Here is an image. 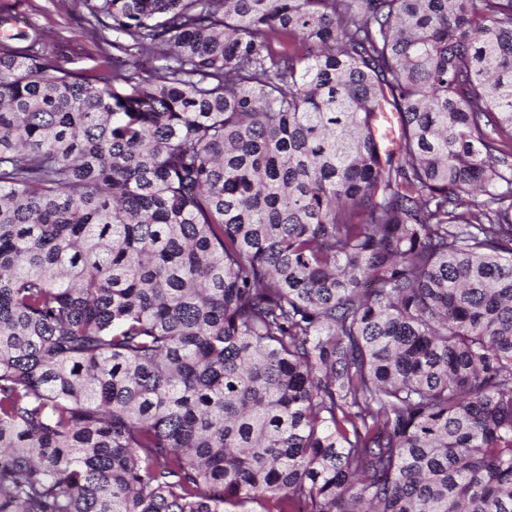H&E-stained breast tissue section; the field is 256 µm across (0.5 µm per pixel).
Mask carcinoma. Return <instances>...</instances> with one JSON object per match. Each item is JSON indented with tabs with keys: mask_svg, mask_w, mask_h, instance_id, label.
<instances>
[{
	"mask_svg": "<svg viewBox=\"0 0 512 512\" xmlns=\"http://www.w3.org/2000/svg\"><path fill=\"white\" fill-rule=\"evenodd\" d=\"M67 2L82 71L0 8V512H512V0Z\"/></svg>",
	"mask_w": 512,
	"mask_h": 512,
	"instance_id": "cac0c4a2",
	"label": "carcinoma"
}]
</instances>
